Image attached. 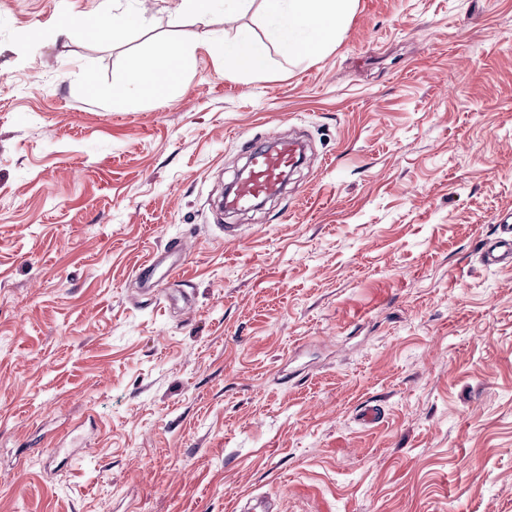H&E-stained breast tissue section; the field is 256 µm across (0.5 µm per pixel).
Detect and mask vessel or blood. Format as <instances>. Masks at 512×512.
Instances as JSON below:
<instances>
[{
    "instance_id": "1",
    "label": "vessel or blood",
    "mask_w": 512,
    "mask_h": 512,
    "mask_svg": "<svg viewBox=\"0 0 512 512\" xmlns=\"http://www.w3.org/2000/svg\"><path fill=\"white\" fill-rule=\"evenodd\" d=\"M301 153L300 145L292 140L272 139L251 146L247 172L237 177L232 190L224 196L225 208L246 210L260 199L278 196L283 188L284 176ZM507 221L501 222L498 237L485 244L483 261L486 265L512 268V209ZM182 258V245H166L163 256L151 257L136 273L143 290H150L158 268H165L167 275H176Z\"/></svg>"
}]
</instances>
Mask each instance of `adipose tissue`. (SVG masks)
I'll return each instance as SVG.
<instances>
[{"label": "adipose tissue", "mask_w": 512, "mask_h": 512, "mask_svg": "<svg viewBox=\"0 0 512 512\" xmlns=\"http://www.w3.org/2000/svg\"><path fill=\"white\" fill-rule=\"evenodd\" d=\"M253 0H182L184 12L201 28L205 39L218 37L214 30L218 11L244 12ZM271 21L268 41L241 37L224 43V72L228 75L263 74L268 68V44L276 42L289 59L304 61L322 54L340 37L350 16L353 0H263ZM139 17L137 0H114L102 6L90 21L91 27L106 40L122 41ZM191 47L172 44L150 56L131 57L102 86L88 81L89 90L103 97L121 98L133 92L143 98L166 95L188 63Z\"/></svg>", "instance_id": "1"}]
</instances>
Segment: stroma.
Instances as JSON below:
<instances>
[{"label":"stroma","mask_w":512,"mask_h":512,"mask_svg":"<svg viewBox=\"0 0 512 512\" xmlns=\"http://www.w3.org/2000/svg\"><path fill=\"white\" fill-rule=\"evenodd\" d=\"M63 1L102 2L0 0V512H512V269L480 260L512 204V0H356L318 57L234 78L180 0L114 44L53 39ZM269 25L255 0L215 27ZM172 42L169 95L86 90ZM274 130L311 161L224 211ZM168 257H173V259L170 264L166 266V271L163 274L165 277L176 275L181 265L182 245L180 241L173 242L172 244L168 243L164 248V255H161V257L153 255L140 266L136 273V278L141 283L143 292L149 293L153 291L151 286L154 284V275L162 262Z\"/></svg>","instance_id":"stroma-1"}]
</instances>
